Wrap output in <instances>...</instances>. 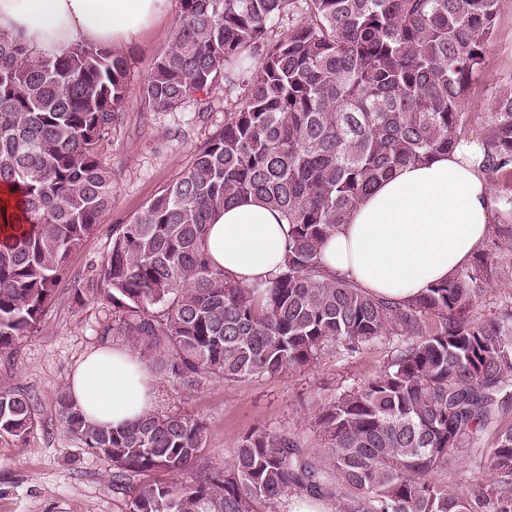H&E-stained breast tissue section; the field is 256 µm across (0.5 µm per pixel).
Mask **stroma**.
<instances>
[{"instance_id": "obj_1", "label": "stroma", "mask_w": 512, "mask_h": 512, "mask_svg": "<svg viewBox=\"0 0 512 512\" xmlns=\"http://www.w3.org/2000/svg\"><path fill=\"white\" fill-rule=\"evenodd\" d=\"M176 22V13L160 16L123 46L129 98L98 148L112 173L113 208L72 254L38 332L0 353V391L22 392L35 405L34 428L26 437L0 436V512H128L127 495L112 486L110 463L89 454L61 427L55 396L68 388L86 354L119 343L112 333V311L92 288L110 248L112 225L136 217L191 164L196 146L224 125L223 92L214 96L202 120L193 102L173 112H147L138 100V88L169 44ZM510 82L512 0H499L485 68L466 105L467 136H490V89ZM401 344L397 337L383 339L354 356L329 353L304 368L232 384L211 380L191 392L168 385L159 399L206 422L203 455L218 465L231 459L241 437L252 430L288 431L300 435L305 447L317 448L319 407L341 390L379 375Z\"/></svg>"}]
</instances>
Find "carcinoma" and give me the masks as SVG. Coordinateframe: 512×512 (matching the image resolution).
<instances>
[{"mask_svg":"<svg viewBox=\"0 0 512 512\" xmlns=\"http://www.w3.org/2000/svg\"><path fill=\"white\" fill-rule=\"evenodd\" d=\"M499 0H177L168 47L139 87L148 112L225 88L224 127L133 220L112 225L100 292L112 330L160 380L184 391L351 355L400 336L375 379L320 411L323 445L252 431L222 466L200 461L206 424L158 406L122 427L88 422L66 391V433L112 464L128 512H259L292 495L336 512H474L434 475L464 459L486 470L478 500L512 512V302L473 303L512 256V194L474 261L408 302L326 274L324 241L396 169L455 146L483 73ZM490 178L512 179V85L492 89ZM129 97L112 46L45 56L0 35V185L26 231L0 241V351L37 331L72 253L112 210L97 145ZM253 195L290 224L287 260L243 286L204 250L212 213ZM29 396L0 391V436L34 426ZM164 472L173 481H144Z\"/></svg>","mask_w":512,"mask_h":512,"instance_id":"1","label":"carcinoma"}]
</instances>
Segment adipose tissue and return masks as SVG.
Here are the masks:
<instances>
[{"instance_id":"adipose-tissue-1","label":"adipose tissue","mask_w":512,"mask_h":512,"mask_svg":"<svg viewBox=\"0 0 512 512\" xmlns=\"http://www.w3.org/2000/svg\"><path fill=\"white\" fill-rule=\"evenodd\" d=\"M172 0H0V34L54 55L77 44L134 42ZM497 214L480 141L460 138L448 152L380 182L322 247L324 269L366 294L411 300L470 261ZM205 248L232 282L251 286L279 272L288 248L283 215L253 197L218 212ZM69 394L88 422L119 427L152 410L150 369L129 348L90 352Z\"/></svg>"}]
</instances>
